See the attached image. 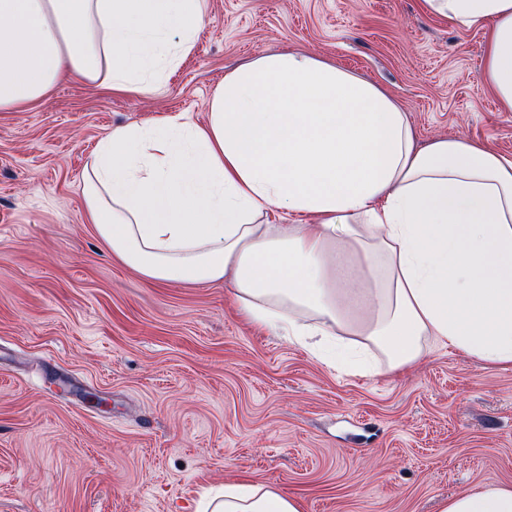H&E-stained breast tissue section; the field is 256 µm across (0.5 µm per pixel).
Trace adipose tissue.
Wrapping results in <instances>:
<instances>
[{
  "label": "adipose tissue",
  "mask_w": 512,
  "mask_h": 512,
  "mask_svg": "<svg viewBox=\"0 0 512 512\" xmlns=\"http://www.w3.org/2000/svg\"><path fill=\"white\" fill-rule=\"evenodd\" d=\"M425 3L489 27L484 76L512 112V0ZM204 21V0H0V112L44 102L69 77L149 92ZM82 182L87 223L147 282H227L250 323L326 364L360 369L368 343L395 371L433 340L512 369V159L464 139L417 147L392 98L327 61L248 62L225 75L203 126L181 114L115 127ZM273 207L287 223H264ZM198 512L301 507L240 483ZM440 512H512V486L463 492Z\"/></svg>",
  "instance_id": "1"
}]
</instances>
